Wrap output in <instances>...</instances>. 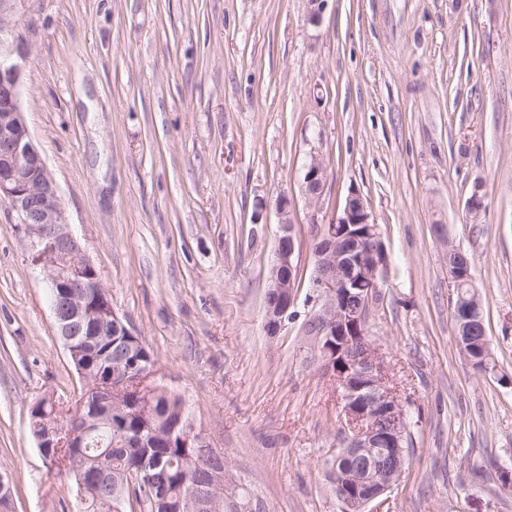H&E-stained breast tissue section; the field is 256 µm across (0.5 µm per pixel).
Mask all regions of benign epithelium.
Returning a JSON list of instances; mask_svg holds the SVG:
<instances>
[{
    "mask_svg": "<svg viewBox=\"0 0 512 512\" xmlns=\"http://www.w3.org/2000/svg\"><path fill=\"white\" fill-rule=\"evenodd\" d=\"M18 3L0 0V202L9 206L16 223L26 227L28 258L45 275L53 296L51 309L58 335L63 338L64 349L75 356L85 348L102 347L114 333L134 338L137 334L112 309L111 295L73 233L58 186L32 140L23 105L29 41L26 29L15 21ZM326 176L323 159L311 158L302 184L306 199L321 197ZM291 207L287 196L279 198L283 218L267 284L264 330L268 336L281 335L287 320L299 315V290L294 283L301 266ZM370 223L367 200L353 190L336 219L317 226L321 243L314 254L306 317L320 325L312 332V349L330 367L335 357L329 356V348L322 347L320 337L334 336L343 342L353 333L367 335L378 279L387 265V260L375 257L378 236L363 240L349 230L351 224ZM363 279L370 282V287L352 293L351 286ZM452 307L458 336L482 323L477 298L457 294ZM377 354L373 346L359 351L346 361L344 370L333 371L350 428L339 457L356 460L355 483L372 487L366 499H346L349 509L366 507L380 499L401 477L406 464L399 437L407 428L408 414L402 404L391 401V391L374 379L379 370ZM132 372L131 367L115 368L108 374L107 386L121 391L141 380Z\"/></svg>",
    "mask_w": 512,
    "mask_h": 512,
    "instance_id": "1",
    "label": "benign epithelium"
}]
</instances>
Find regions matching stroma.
Here are the masks:
<instances>
[{
	"instance_id": "35a3bbf8",
	"label": "stroma",
	"mask_w": 512,
	"mask_h": 512,
	"mask_svg": "<svg viewBox=\"0 0 512 512\" xmlns=\"http://www.w3.org/2000/svg\"><path fill=\"white\" fill-rule=\"evenodd\" d=\"M26 120L119 317L268 512H341L339 385L264 296L294 200L299 260L349 191L387 253L369 335L419 421L380 512H512V0H21ZM327 178L301 191L311 156ZM484 207L470 214L473 192ZM473 258L492 361L455 338L448 249ZM78 399L24 229L0 203V471L16 512H76L27 427ZM486 342L489 344L488 338L484 339L483 336H477L474 338V343L470 345L471 350L467 356L471 367L477 372L487 371L489 362L491 361L490 346L484 347Z\"/></svg>"
}]
</instances>
